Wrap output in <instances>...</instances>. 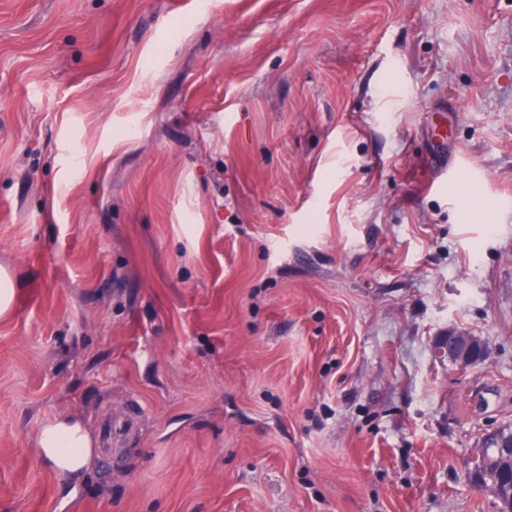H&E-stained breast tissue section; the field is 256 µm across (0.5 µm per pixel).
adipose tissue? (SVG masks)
I'll return each instance as SVG.
<instances>
[{"instance_id": "obj_1", "label": "adipose tissue", "mask_w": 512, "mask_h": 512, "mask_svg": "<svg viewBox=\"0 0 512 512\" xmlns=\"http://www.w3.org/2000/svg\"><path fill=\"white\" fill-rule=\"evenodd\" d=\"M95 447L83 420L71 413L56 415L45 422L35 442L39 458L64 479V490L68 493L74 491L76 483L89 470Z\"/></svg>"}]
</instances>
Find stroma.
Wrapping results in <instances>:
<instances>
[{"mask_svg":"<svg viewBox=\"0 0 512 512\" xmlns=\"http://www.w3.org/2000/svg\"><path fill=\"white\" fill-rule=\"evenodd\" d=\"M0 269V512H498L512 0H0ZM433 355L440 362L468 368L484 363L490 355L489 345L478 336L448 329V334L433 341ZM96 441L83 420L74 414L54 416L45 422L36 437L39 458L65 481L71 493L89 470L95 456ZM496 429L498 428L485 435H497V446L486 448L482 438L478 448H475L471 459L470 477L478 486L495 490V495L500 502L499 512H512V483L508 487H502L500 480L497 478L498 472L504 465L512 466V437L511 435L500 437L498 434L500 429ZM490 449H493L489 452L490 455H494V450L496 451L495 459L486 456ZM483 458L484 461H482ZM476 461H479V469L474 464Z\"/></svg>","mask_w":512,"mask_h":512,"instance_id":"35a3bbf8","label":"stroma"}]
</instances>
